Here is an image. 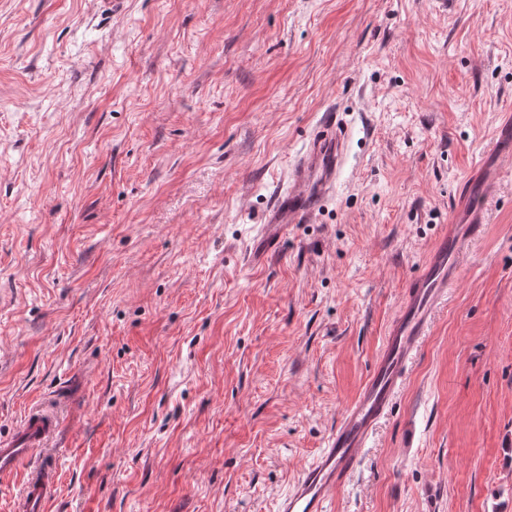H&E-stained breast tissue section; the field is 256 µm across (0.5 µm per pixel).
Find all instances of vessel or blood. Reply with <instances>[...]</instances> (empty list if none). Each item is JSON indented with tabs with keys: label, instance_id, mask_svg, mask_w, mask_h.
<instances>
[{
	"label": "vessel or blood",
	"instance_id": "vessel-or-blood-1",
	"mask_svg": "<svg viewBox=\"0 0 512 512\" xmlns=\"http://www.w3.org/2000/svg\"><path fill=\"white\" fill-rule=\"evenodd\" d=\"M350 133L336 112L323 113L296 156L286 186L274 196L253 251L255 258L276 251L289 225L309 223L331 197L344 166ZM483 223L461 225L454 236L439 234L425 262L411 278L396 318L356 399L341 413L325 447L292 487L277 501L276 512H327L359 462L376 426L388 414L407 375L409 364L426 336L432 314L448 295L459 260L469 244L481 237ZM54 422L41 411L25 415L16 434L0 440V476L12 475L43 445ZM57 474L41 469L25 479L18 512H49Z\"/></svg>",
	"mask_w": 512,
	"mask_h": 512
}]
</instances>
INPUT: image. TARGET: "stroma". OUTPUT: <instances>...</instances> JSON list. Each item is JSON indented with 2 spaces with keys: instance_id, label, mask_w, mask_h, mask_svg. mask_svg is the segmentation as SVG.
<instances>
[{
  "instance_id": "1",
  "label": "stroma",
  "mask_w": 512,
  "mask_h": 512,
  "mask_svg": "<svg viewBox=\"0 0 512 512\" xmlns=\"http://www.w3.org/2000/svg\"><path fill=\"white\" fill-rule=\"evenodd\" d=\"M330 109L334 196L251 263ZM478 204L329 512H512V0H0V436L56 412L49 512H274Z\"/></svg>"
}]
</instances>
